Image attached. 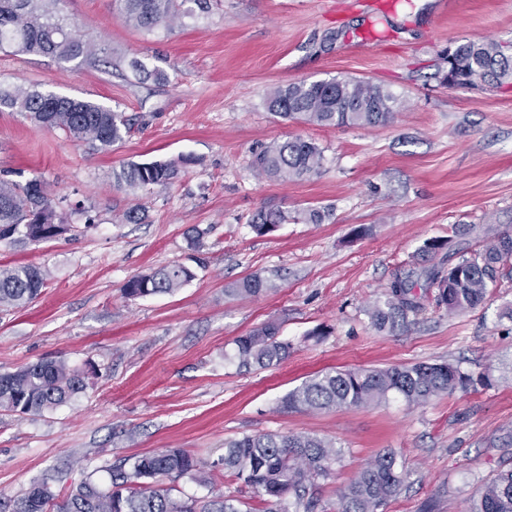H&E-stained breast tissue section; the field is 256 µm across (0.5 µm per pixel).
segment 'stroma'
I'll use <instances>...</instances> for the list:
<instances>
[{"label": "stroma", "mask_w": 512, "mask_h": 512, "mask_svg": "<svg viewBox=\"0 0 512 512\" xmlns=\"http://www.w3.org/2000/svg\"><path fill=\"white\" fill-rule=\"evenodd\" d=\"M222 0L209 14L153 31L114 0H62L71 29L107 48L106 62H63L0 50V86L88 99L131 118L106 148L72 142L24 114L0 110V179L39 178L71 229L42 242H0V266L46 274L38 299L0 313V374L45 359L85 371V388L39 415L0 410V498L45 481L67 489L103 477L116 458L182 448L212 463L225 441L308 433L343 450L316 484L329 512L380 451L396 452L405 484L384 512H417L442 493L441 512H466L479 487L512 468L493 447L512 427V279L484 305L451 314L427 299L406 330L372 327L367 310L418 269L421 250L475 225L512 234V84L448 85L456 41L512 43V0ZM162 70L165 82L129 66ZM356 78L399 100L385 126H318L269 112L272 89ZM302 138L323 152L319 173L256 177L271 142ZM189 158L170 184L129 190L113 174L133 163ZM264 208L291 217L317 208L320 224L291 222L259 236ZM140 210L142 223L126 219ZM197 228L201 235L189 239ZM173 264L193 278L170 294L128 299L132 277ZM260 275L274 288L229 294ZM281 325L293 352L265 369H239L237 337ZM460 363L488 386L418 406L277 411L307 377L354 368Z\"/></svg>", "instance_id": "35a3bbf8"}]
</instances>
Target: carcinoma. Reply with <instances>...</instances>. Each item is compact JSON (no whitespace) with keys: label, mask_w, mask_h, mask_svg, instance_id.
<instances>
[{"label":"carcinoma","mask_w":512,"mask_h":512,"mask_svg":"<svg viewBox=\"0 0 512 512\" xmlns=\"http://www.w3.org/2000/svg\"><path fill=\"white\" fill-rule=\"evenodd\" d=\"M60 0H0V49L19 54L48 55L64 61L97 59L105 48L75 37L56 10ZM133 24L145 30L166 25L178 17H193L209 9V0H115ZM455 77L461 87H497L512 80L509 46L495 41L460 43L453 49ZM397 97L380 85L355 79L294 82L274 89L268 109L284 118L318 125L377 126L395 114ZM0 107L23 112L43 127L92 148L110 147L130 130L122 113L90 100L52 92L15 88L0 90ZM323 152L302 139L275 142L256 155L254 171L269 179L291 181L316 174ZM189 157L174 161L132 164L113 174L117 186L132 189L165 187ZM286 221L279 209L258 211L249 227L258 236L274 231ZM69 231L68 225L37 179L0 180V242H41ZM457 261L448 269L421 268L424 287L437 290L435 302L448 313L475 309L498 286L502 271H512V235L499 234L477 249L459 246ZM193 278L180 264L130 279L123 288L128 299L172 293ZM44 272L35 266L0 267V309L27 306L41 293ZM418 281L408 277L393 281L385 299L367 313L379 329H405L409 315L423 309ZM274 285L251 276L230 292L257 296ZM292 344L280 336V326L268 322L236 340L238 366L266 368L288 359ZM489 376L474 375L457 364L418 363L380 369L329 371L305 380L279 403L283 412H320L367 407L400 398L421 405L434 397L488 385ZM84 389L81 373L64 360L37 362L12 373L0 374V409L19 415L40 414L68 403ZM342 449L331 440L308 433L244 435L224 443L220 461L207 463L190 452L174 448L160 453L126 457L107 467L108 482L88 476L61 496L46 483H37L16 499L0 503V512H318L321 498L315 480L329 475ZM239 480L258 494L260 507L242 509L233 495L215 493L199 500L172 496L164 486L181 478L211 486L219 472ZM404 483L403 465L394 451L378 453L339 494L338 512H380L396 497ZM467 512H512V469L500 471L470 500Z\"/></svg>","instance_id":"obj_1"}]
</instances>
